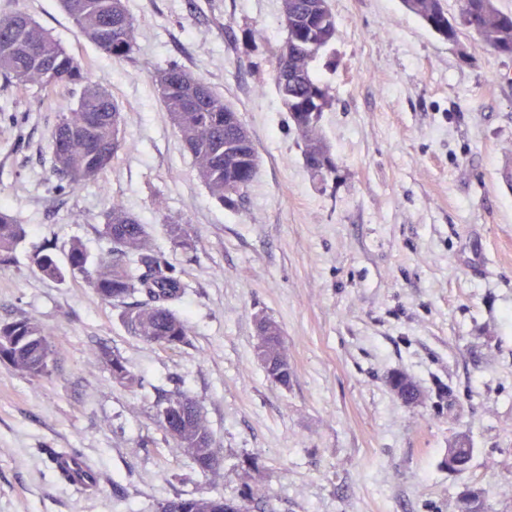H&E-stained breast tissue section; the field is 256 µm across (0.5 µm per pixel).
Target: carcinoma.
<instances>
[{"mask_svg": "<svg viewBox=\"0 0 512 512\" xmlns=\"http://www.w3.org/2000/svg\"><path fill=\"white\" fill-rule=\"evenodd\" d=\"M81 36L106 56L128 57L134 49L135 26L122 0H60ZM404 7L440 38L455 43L464 30L476 34L494 53L512 55V11L497 0H459V13L448 15L443 0H402ZM286 38L277 50L274 80L277 91L303 144L306 166L321 178L336 173L319 131L322 112L331 104L328 86L315 63L338 37L329 0H282ZM0 73L19 91L37 88L46 93L58 88H79L77 107L63 112L52 128L50 140L53 172L75 190L97 181L118 155L120 110L101 81L91 77L81 63L56 43L27 14L16 12L0 19ZM161 99L170 112L185 149L200 177L216 200L236 209L244 199L258 168L253 141L238 112L224 103L209 84L193 73L171 66L155 76ZM175 249L191 248L187 223L166 221ZM107 246L94 258L73 243L62 268L52 252L44 249L34 264L45 276L60 278L64 272L81 276L103 299L120 309L127 331L148 344L176 349L188 342L190 329L174 310L187 284L165 254L149 242L145 225L118 203L106 215ZM25 237L24 225L0 211V266H5ZM141 300L133 307L126 300ZM258 335L265 337L259 355L267 363L266 375L275 383L280 369L291 376L288 352L278 324L269 317L257 320ZM48 327L34 314L0 324V362L29 377L50 375L59 360ZM112 381L143 386L114 355L107 360ZM157 416L173 440L172 452L191 459L194 468L219 477L224 456L214 447L209 425L198 402L176 389L158 404ZM250 483L243 500L260 504L265 484L260 467L246 461ZM159 512H244L243 506L222 497L183 498L176 495L159 503Z\"/></svg>", "mask_w": 512, "mask_h": 512, "instance_id": "cac0c4a2", "label": "carcinoma"}]
</instances>
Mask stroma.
<instances>
[{
    "label": "stroma",
    "instance_id": "1",
    "mask_svg": "<svg viewBox=\"0 0 512 512\" xmlns=\"http://www.w3.org/2000/svg\"><path fill=\"white\" fill-rule=\"evenodd\" d=\"M123 4L136 47L115 60L60 0H0V18L27 13L102 80L125 141L97 182L59 188L50 132L76 95L0 78V209L27 227L0 268V323L37 313L61 354L44 378L0 363V512L237 501L248 456L267 490L249 512H459L469 490L512 512V57L467 32L441 39L401 0H330L339 35L316 70L333 98L320 128L336 173L322 183L274 83L282 0ZM172 65L208 82L253 140L239 210L215 200L182 147L153 80ZM115 202L187 282V345L142 342L82 278L35 266L48 244L62 264L75 241L98 253ZM168 215L189 224L191 249L172 250ZM262 315L281 330L288 386L257 359ZM113 353L143 387L113 383ZM395 372L418 402L392 391ZM177 385L202 407L222 477L170 452L156 402ZM461 433L474 453L457 474L448 448ZM72 448L99 473L95 491L59 478L50 454Z\"/></svg>",
    "mask_w": 512,
    "mask_h": 512
}]
</instances>
